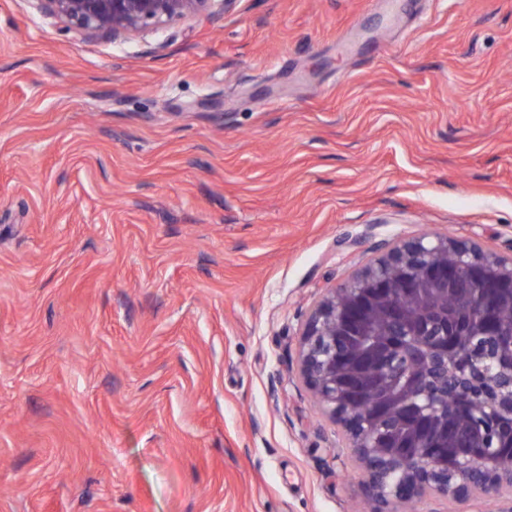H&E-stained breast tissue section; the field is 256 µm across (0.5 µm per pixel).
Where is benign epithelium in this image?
<instances>
[{
	"instance_id": "1",
	"label": "benign epithelium",
	"mask_w": 512,
	"mask_h": 512,
	"mask_svg": "<svg viewBox=\"0 0 512 512\" xmlns=\"http://www.w3.org/2000/svg\"><path fill=\"white\" fill-rule=\"evenodd\" d=\"M67 30L114 39L238 0H36ZM295 372L362 467L367 512L445 497L512 512V254L425 233L383 240L325 289Z\"/></svg>"
}]
</instances>
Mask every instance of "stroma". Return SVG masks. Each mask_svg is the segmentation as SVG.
Returning a JSON list of instances; mask_svg holds the SVG:
<instances>
[{"label": "stroma", "instance_id": "obj_1", "mask_svg": "<svg viewBox=\"0 0 512 512\" xmlns=\"http://www.w3.org/2000/svg\"><path fill=\"white\" fill-rule=\"evenodd\" d=\"M422 232L512 253V0H0V512H356L295 332ZM62 21L68 31L112 36L139 33L166 22L225 12L237 0H36Z\"/></svg>", "mask_w": 512, "mask_h": 512}]
</instances>
